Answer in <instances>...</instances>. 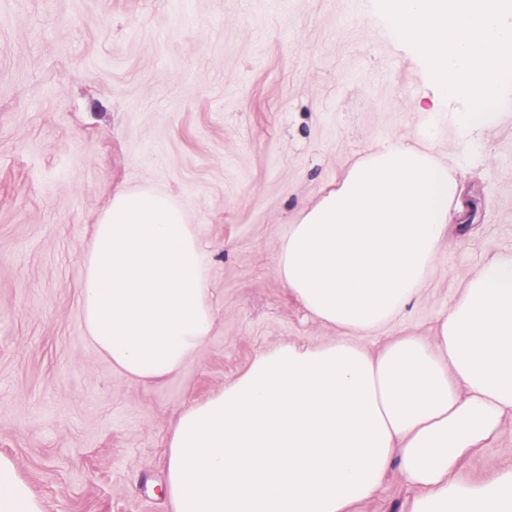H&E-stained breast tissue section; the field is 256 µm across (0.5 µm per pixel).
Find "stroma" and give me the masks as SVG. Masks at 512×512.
Listing matches in <instances>:
<instances>
[{
	"label": "stroma",
	"instance_id": "35a3bbf8",
	"mask_svg": "<svg viewBox=\"0 0 512 512\" xmlns=\"http://www.w3.org/2000/svg\"><path fill=\"white\" fill-rule=\"evenodd\" d=\"M377 0H0V454L45 512H172V427L260 353L339 337L278 279L299 211L382 145L420 141L480 205L450 225L419 300L361 338L433 341L477 268L512 250V98L461 146L448 100ZM186 210L208 257L210 336L177 372L135 381L82 331L81 257L120 189ZM512 463V422L459 480ZM391 471L358 512H408Z\"/></svg>",
	"mask_w": 512,
	"mask_h": 512
}]
</instances>
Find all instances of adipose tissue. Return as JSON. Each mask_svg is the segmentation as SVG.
Instances as JSON below:
<instances>
[{"instance_id":"ef3b65f1","label":"adipose tissue","mask_w":512,"mask_h":512,"mask_svg":"<svg viewBox=\"0 0 512 512\" xmlns=\"http://www.w3.org/2000/svg\"><path fill=\"white\" fill-rule=\"evenodd\" d=\"M425 146L385 145L301 211L276 274L336 342L283 344L202 404L168 440L173 512H355L391 467L418 490L410 512H512V464L454 476L512 419V251L486 260L435 327L378 354L351 342L418 300L458 184ZM87 341L133 380L168 376L209 336L206 253L170 196L118 191L82 259ZM0 512H45L0 455Z\"/></svg>"}]
</instances>
